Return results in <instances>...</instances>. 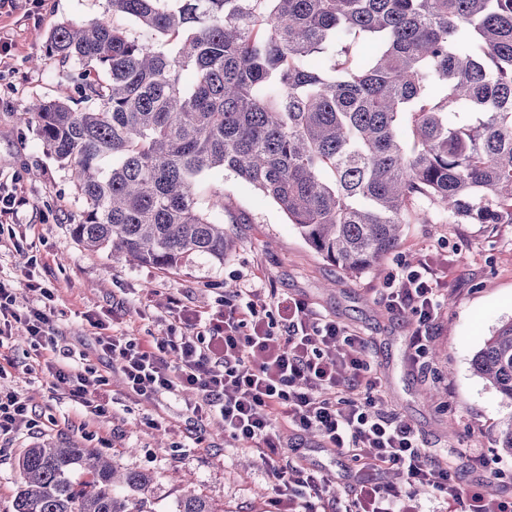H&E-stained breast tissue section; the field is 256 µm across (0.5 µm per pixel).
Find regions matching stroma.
Instances as JSON below:
<instances>
[{"instance_id": "1", "label": "stroma", "mask_w": 512, "mask_h": 512, "mask_svg": "<svg viewBox=\"0 0 512 512\" xmlns=\"http://www.w3.org/2000/svg\"><path fill=\"white\" fill-rule=\"evenodd\" d=\"M111 19L108 0H17L15 8L0 9V35L11 42L0 63V178H18L17 189L29 200L19 213L23 240L0 242V280L18 289L24 306L39 299L28 281L52 290L57 327L107 377L109 397L106 416L81 427V409L54 389L23 332H16L18 368L0 386L25 394L42 431L0 441V512L12 510L19 458L42 442L94 448L120 466L153 472L156 512H173L187 489L218 512H280L277 480L258 453L225 435L221 421H196L185 398L146 403L129 396L118 366L94 355L84 320L101 312L107 329L160 336L172 321L170 297L205 316L249 285L279 299H302L314 313L367 336L363 355L376 373L370 394L379 408L411 425L430 450L458 456L462 488L478 483L489 497H512V455L498 444L512 402L471 366L495 328L512 319V224H407L393 252L352 277L310 248L273 200L228 173L224 228L233 248L223 262L197 255L165 270L129 264L107 249H85L72 233L82 208L77 191L23 114L33 100L74 95L66 67L46 50L50 31L63 22ZM421 265L438 281L446 304L419 355L416 318L390 308L386 287L391 276ZM283 444V460H302L325 476L328 498L340 502L359 482L400 480L396 472L364 469L348 454L324 448L311 431L284 430Z\"/></svg>"}]
</instances>
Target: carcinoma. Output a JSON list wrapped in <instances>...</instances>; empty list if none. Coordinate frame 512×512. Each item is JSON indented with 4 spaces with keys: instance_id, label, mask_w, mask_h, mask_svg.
<instances>
[{
    "instance_id": "cac0c4a2",
    "label": "carcinoma",
    "mask_w": 512,
    "mask_h": 512,
    "mask_svg": "<svg viewBox=\"0 0 512 512\" xmlns=\"http://www.w3.org/2000/svg\"><path fill=\"white\" fill-rule=\"evenodd\" d=\"M109 2L112 24L47 37L81 66L76 97L27 109L84 201L85 249L224 262V188L217 218L195 193L224 171L354 276L429 223L423 199L450 224H512V0ZM472 367L512 402V319ZM18 468L13 512H156L155 474L93 448L36 444ZM176 512L217 509L186 490Z\"/></svg>"
}]
</instances>
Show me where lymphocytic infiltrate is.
<instances>
[{
    "label": "lymphocytic infiltrate",
    "mask_w": 512,
    "mask_h": 512,
    "mask_svg": "<svg viewBox=\"0 0 512 512\" xmlns=\"http://www.w3.org/2000/svg\"><path fill=\"white\" fill-rule=\"evenodd\" d=\"M30 288L40 293V302L22 310L16 290L0 281V378L16 366L10 354L12 329L20 327L54 386L83 408L86 419L101 418L107 412L106 377L90 364L74 362L67 337L54 326L53 292L37 281ZM237 296V302L213 311L203 331L193 336L185 329L198 315L176 297L169 300L174 324L163 336L106 335L103 321L88 316L97 332L94 350L99 358L119 363L128 393L138 400L194 390L188 409L200 421L220 417L225 434L254 445L278 480L287 512H327V507L322 479L301 472L292 478L280 465L283 423L295 431H315L325 447L375 469L397 471L406 485L432 488L449 504H463L464 512H512L511 498L493 499L476 487L462 490L451 458L430 456L410 425L362 396L374 380L369 361L347 353L364 344L356 331L317 317L295 298L279 300L285 316L278 327L268 319L270 302L260 289L243 288ZM388 303L417 317L418 345L445 305L439 288L417 270L399 278ZM37 426L38 416L22 393L0 392L1 440ZM405 487L360 483L338 512H420Z\"/></svg>",
    "instance_id": "f902f5d3"
}]
</instances>
